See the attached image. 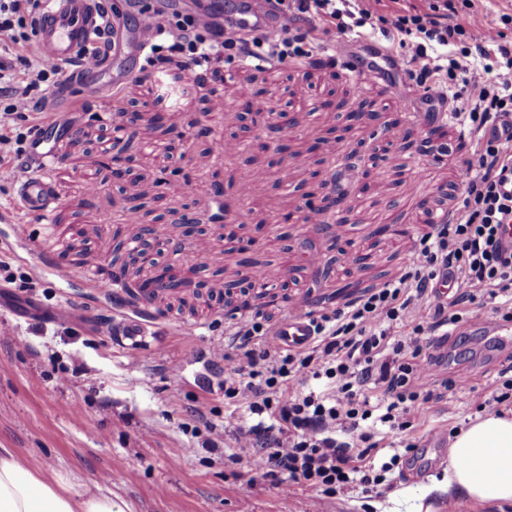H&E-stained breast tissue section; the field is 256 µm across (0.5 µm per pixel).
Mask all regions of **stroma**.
Returning <instances> with one entry per match:
<instances>
[{"mask_svg": "<svg viewBox=\"0 0 512 512\" xmlns=\"http://www.w3.org/2000/svg\"><path fill=\"white\" fill-rule=\"evenodd\" d=\"M392 53L397 66L391 82L365 75L373 55L362 44L324 67L327 87L344 101L331 112L322 108L321 94L302 82L304 63L289 64L293 80L287 85L249 67L252 81L242 93L207 79L176 106L152 81L132 80L75 112L63 162L53 175L62 199L59 214L66 225H96V233L57 238L49 224L31 217L20 241L0 223V448L12 449L25 467L60 482L73 498L111 489L122 512H512L511 503L483 505L449 495L448 451L426 440L429 430L444 434L465 427L491 384L512 370V333H505L488 301L462 306V322L442 337V360L430 384L438 398L421 411L413 431L419 446L402 470L392 472L391 483L327 499L308 486L283 489L277 478L229 460L237 425L251 424L252 418L245 405L225 400V366L208 361L212 344H230L234 327L251 312L282 320L298 296H307L318 314L345 308L400 273L429 230L417 221L420 210H434L440 199L451 208L462 201V161L471 145L459 123L415 122L406 147L388 145L396 131L384 105L396 84L409 80L408 51L396 46ZM243 94L269 124L276 123L288 98L307 99L306 111L294 115L287 153L237 151L243 138L273 137L267 127L241 120ZM126 111L142 116L124 138L126 153L136 155L138 164L119 185L109 155L94 169L84 160L88 150L97 149L101 129L121 121ZM157 113L187 140L163 170L149 152L165 141L150 122ZM374 146L384 148V159L370 192L356 193L365 165L360 151ZM248 170L261 171L265 179L255 201L240 192ZM335 171L348 193L346 223H304L309 204L332 196L325 178ZM88 179L98 187L92 198L83 193ZM285 181L291 194L280 189ZM215 184L230 206L224 220L215 217V200L205 191ZM131 205L138 209L134 224L125 215ZM288 211L296 223H280ZM390 212L399 230L379 234ZM184 215L204 224V231L188 233L179 222ZM228 222L236 226L237 241L224 238ZM143 227L152 229L161 261L175 265L200 249L207 263L188 276L180 294L165 295L155 308L128 294L150 275L144 263L129 267L124 293L104 298L85 288L81 249H89L100 272H107L114 235L129 241ZM33 246L53 253L69 279L35 276L28 254ZM248 258L281 269L287 289L278 290L276 301L262 298L237 310L217 304L210 286L245 278ZM127 306L154 323L148 345L134 355L95 328L96 321L112 320ZM178 363L183 375L176 380L170 367ZM202 416L222 426L220 450L206 448Z\"/></svg>", "mask_w": 512, "mask_h": 512, "instance_id": "1", "label": "stroma"}]
</instances>
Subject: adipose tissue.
Wrapping results in <instances>:
<instances>
[{
  "label": "adipose tissue",
  "instance_id": "obj_1",
  "mask_svg": "<svg viewBox=\"0 0 512 512\" xmlns=\"http://www.w3.org/2000/svg\"><path fill=\"white\" fill-rule=\"evenodd\" d=\"M448 489L483 504L512 502V418L488 415L455 434L448 448ZM0 512H116L110 495L75 500L0 448Z\"/></svg>",
  "mask_w": 512,
  "mask_h": 512
}]
</instances>
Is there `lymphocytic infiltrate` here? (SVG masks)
I'll list each match as a JSON object with an SVG mask.
<instances>
[{
    "label": "lymphocytic infiltrate",
    "instance_id": "lymphocytic-infiltrate-1",
    "mask_svg": "<svg viewBox=\"0 0 512 512\" xmlns=\"http://www.w3.org/2000/svg\"><path fill=\"white\" fill-rule=\"evenodd\" d=\"M377 2L261 0L259 11L284 19L278 34L260 26L225 32L190 9L160 11L148 27L140 67L146 80L172 70L198 86L224 57L279 67L327 58L332 31L367 40L373 24L408 49L417 85L431 91L430 110L462 117L474 147L463 162V205L436 211L402 275L367 289L346 309L312 318L315 339L302 347L284 346L270 320L249 315L233 333L237 353L223 357L225 398L246 404L258 418L236 433L251 469L327 497L382 484L403 453L415 450L405 433L434 397L427 388L437 364L434 335L460 322V305L489 299L502 321H512V251L498 237L512 215V197L499 191L504 173H512V45L500 31L512 24V12H500L476 32L464 23L474 0H408L386 14ZM48 6L49 0H0V95L8 97L0 106V164L22 152L15 124L36 130L61 122L50 89L102 55L94 41L68 62L35 55L37 22ZM386 437L400 448L383 462L376 441Z\"/></svg>",
    "mask_w": 512,
    "mask_h": 512
}]
</instances>
